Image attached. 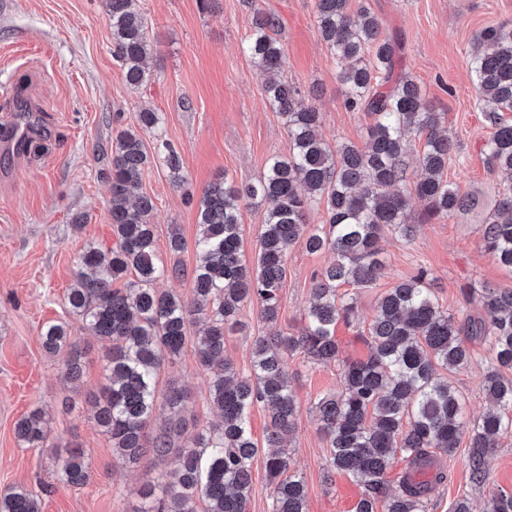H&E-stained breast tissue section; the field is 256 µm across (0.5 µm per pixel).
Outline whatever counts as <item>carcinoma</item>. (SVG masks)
I'll return each mask as SVG.
<instances>
[{"label":"carcinoma","instance_id":"carcinoma-1","mask_svg":"<svg viewBox=\"0 0 512 512\" xmlns=\"http://www.w3.org/2000/svg\"><path fill=\"white\" fill-rule=\"evenodd\" d=\"M134 0H105L112 28L113 56L126 82L139 87L151 79L147 22ZM253 10L247 52L256 66L279 72L285 50L278 39L279 17L245 0ZM322 41L344 65L338 72L346 109L368 113L373 123L363 147H336L319 132L320 113L297 87L282 80L266 86L269 106L279 113L291 150L274 156L263 176L235 184L223 174L198 201L200 234L195 241L197 264L189 301L153 284L180 278L184 270L167 266L158 253L152 216L154 203L143 191L149 159L140 134L118 131L113 140L109 174V219L117 243L110 255L89 245L77 258L74 286L67 294L71 314L83 329L109 343L105 356L106 385L94 397L95 420L112 439V449L125 465L134 466L149 452L164 456L170 434L148 429L157 415V375L187 347L188 324L204 322L194 342L200 365L210 377V402L221 423L203 430L180 449L176 467L165 480L141 491L136 512H248L252 462L259 447L272 488L270 512H305L304 477L291 469L279 450L295 429L297 406L285 370L286 358L301 352L317 363L339 356L336 325L349 322L356 290L373 284L384 270L378 241L390 229L404 242L415 236L407 220L412 195L427 203L430 217L461 211L469 203L458 185L444 178L457 154L451 130L423 96L419 84L400 62L401 47L382 35L381 23L363 2L315 0ZM472 81L485 118L493 127L487 161L491 172L507 175L509 184L482 227L487 254L512 272V26L482 30L470 57ZM141 128L151 133L173 186L180 188L181 155L163 138L160 113L139 112ZM424 139L418 156L423 177L409 182L407 138ZM259 200L267 204L254 267L242 262L241 208ZM325 206L323 224L307 222L311 203ZM305 239L308 251H331L334 261L313 277L304 326L297 335L257 336L250 345L251 372L237 373L224 355L227 333L243 326L248 304L258 306L263 320L277 321L290 247ZM133 278H128V275ZM355 292L343 296L340 288ZM479 302L487 318L459 321L444 311L423 270L396 282L377 301L365 341L369 356L343 362V388L316 398L314 413L328 445V472L348 474L362 487L354 512H426L436 486L448 479L440 457H453L465 430H470L474 477L484 479L485 455L496 439L512 433V289L486 286ZM488 342L484 390L496 407L482 420L468 422L465 405L441 371L467 367L472 354L468 337ZM44 350L61 360L65 378L77 383L84 351L63 323L42 326ZM267 410L269 426L258 445L250 425L255 406ZM17 438L53 461L58 483L80 488L89 479L85 451L59 444L52 437L46 412L30 411L15 425ZM398 454L408 470L390 490L391 460ZM0 512H41V501L21 487L0 495ZM483 512H512V491L499 489L485 501Z\"/></svg>","mask_w":512,"mask_h":512}]
</instances>
